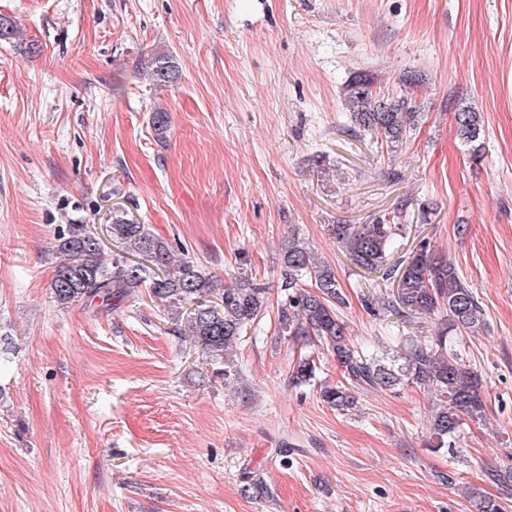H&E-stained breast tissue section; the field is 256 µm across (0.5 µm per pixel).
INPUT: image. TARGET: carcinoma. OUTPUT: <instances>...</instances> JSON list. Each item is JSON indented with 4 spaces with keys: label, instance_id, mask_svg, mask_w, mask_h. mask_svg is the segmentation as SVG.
<instances>
[{
    "label": "carcinoma",
    "instance_id": "cac0c4a2",
    "mask_svg": "<svg viewBox=\"0 0 512 512\" xmlns=\"http://www.w3.org/2000/svg\"><path fill=\"white\" fill-rule=\"evenodd\" d=\"M150 79L162 87L177 79L174 57L157 53L150 61ZM345 106L355 132L370 137L392 151L408 141L421 122V112L407 96H380L373 92L370 79L359 74L347 85ZM459 140L472 148L471 156L480 158L478 142L484 131L481 113L463 106L454 113ZM157 138L163 139L169 127L165 110L151 115ZM382 218L360 228L348 224L332 225L336 240L342 242L353 264L387 280H397L395 305L418 314L447 313L450 327L475 336L485 330V312L471 288L459 275L455 264L438 256L427 243L410 256L400 269L387 266L389 244L403 231V225ZM112 239L123 254L107 265L94 233L85 224H71L57 238L59 264L49 288L60 306L81 303L87 308L110 312L142 288L149 289L154 301L164 307L181 308L191 304L188 332L205 353L224 363L230 351L264 310L266 288L245 279L234 286L220 288L189 258L177 259L168 242L151 235L145 225L121 215L113 218ZM144 261L131 268L129 256ZM283 287L288 290L278 309L279 332L293 342H316L336 360L343 380L320 387V396L329 407L340 412L354 408L353 390H390L403 383L419 384L435 394L430 420V440L434 448L452 447L463 425L479 424L485 417V391L480 377L465 367L461 358L448 348L447 333L431 343L410 342L404 355L386 360L367 354L350 341L347 325L336 313L345 304L334 268L316 258L304 241L295 238L283 255ZM317 364L311 357L294 365L292 378L305 384L316 378ZM488 480L497 487L498 496L471 494L469 512H508L512 507V466L487 471ZM241 493L267 497L264 479L249 469L241 476Z\"/></svg>",
    "mask_w": 512,
    "mask_h": 512
}]
</instances>
